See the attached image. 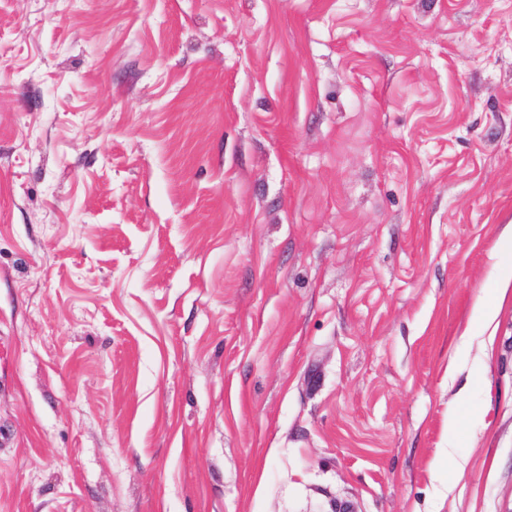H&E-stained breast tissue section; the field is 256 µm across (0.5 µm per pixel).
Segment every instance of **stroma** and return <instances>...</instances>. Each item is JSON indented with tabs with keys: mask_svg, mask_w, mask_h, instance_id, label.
I'll return each mask as SVG.
<instances>
[{
	"mask_svg": "<svg viewBox=\"0 0 512 512\" xmlns=\"http://www.w3.org/2000/svg\"><path fill=\"white\" fill-rule=\"evenodd\" d=\"M511 230L512 0H0V512H512ZM478 411L468 394L461 396L456 412L448 420V430L457 439L462 438L463 429L468 420L478 417Z\"/></svg>",
	"mask_w": 512,
	"mask_h": 512,
	"instance_id": "obj_1",
	"label": "stroma"
}]
</instances>
